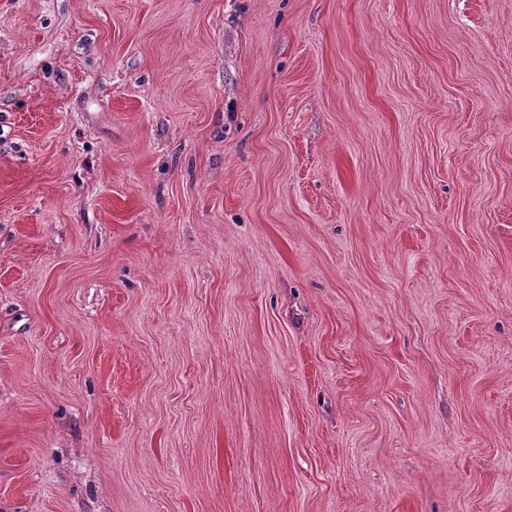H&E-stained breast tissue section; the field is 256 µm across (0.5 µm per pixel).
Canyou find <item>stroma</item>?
Here are the masks:
<instances>
[{"mask_svg":"<svg viewBox=\"0 0 512 512\" xmlns=\"http://www.w3.org/2000/svg\"><path fill=\"white\" fill-rule=\"evenodd\" d=\"M0 512H512V0H0Z\"/></svg>","mask_w":512,"mask_h":512,"instance_id":"obj_1","label":"stroma"}]
</instances>
